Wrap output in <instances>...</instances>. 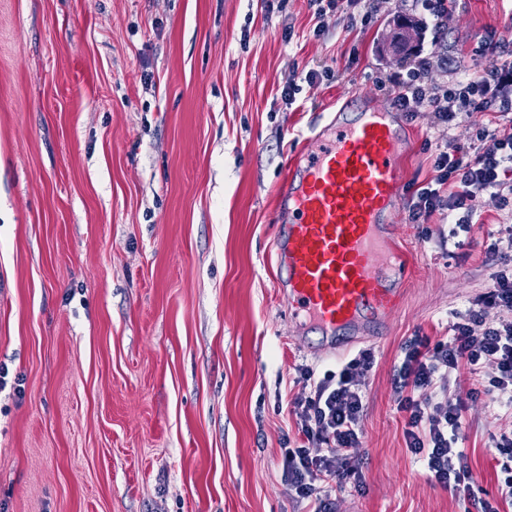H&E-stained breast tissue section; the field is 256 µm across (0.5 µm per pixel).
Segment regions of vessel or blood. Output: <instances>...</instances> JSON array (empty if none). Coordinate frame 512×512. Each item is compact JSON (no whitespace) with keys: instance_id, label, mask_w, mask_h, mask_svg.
Masks as SVG:
<instances>
[{"instance_id":"b4317fda","label":"vessel or blood","mask_w":512,"mask_h":512,"mask_svg":"<svg viewBox=\"0 0 512 512\" xmlns=\"http://www.w3.org/2000/svg\"><path fill=\"white\" fill-rule=\"evenodd\" d=\"M330 136L291 160L278 188L288 214L276 263L296 317L336 354L358 333L385 326L405 263L389 246L385 218L400 197L401 155L388 112L338 111Z\"/></svg>"}]
</instances>
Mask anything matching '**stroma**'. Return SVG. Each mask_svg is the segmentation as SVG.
Here are the masks:
<instances>
[{"mask_svg":"<svg viewBox=\"0 0 512 512\" xmlns=\"http://www.w3.org/2000/svg\"><path fill=\"white\" fill-rule=\"evenodd\" d=\"M375 5L370 27L331 16L317 37L310 0H0V512H309L281 469L301 443L295 368L320 379L363 353L362 475L334 483L336 512H461L411 454L393 378L407 345L446 338L485 291L512 209L484 198L454 238L444 215L414 224L397 202L406 274L380 343L310 355L318 335L276 285L289 158L352 91L390 108L375 78L413 62L383 46L421 5ZM491 31L512 44V0H462L427 26L453 61H432L430 82L477 70L471 49ZM306 67L336 76L285 104ZM392 119L408 185L433 176L425 139L473 133L466 119L439 132L428 112ZM474 388L465 372L451 383L467 401L469 492L512 512L494 444L512 413Z\"/></svg>","mask_w":512,"mask_h":512,"instance_id":"1","label":"stroma"}]
</instances>
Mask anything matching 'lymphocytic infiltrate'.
<instances>
[{
  "label": "lymphocytic infiltrate",
  "mask_w": 512,
  "mask_h": 512,
  "mask_svg": "<svg viewBox=\"0 0 512 512\" xmlns=\"http://www.w3.org/2000/svg\"><path fill=\"white\" fill-rule=\"evenodd\" d=\"M479 70L439 87L428 81L430 60L416 57L406 74L377 78L402 112H430L436 127L447 129L470 119L469 143H424L432 154L431 180L409 187V217L424 224L442 214L469 231L485 197L512 207V50L495 34L472 49ZM481 301L506 312V319L484 323L476 308L455 313L449 340L413 343L404 352L394 378L397 408L405 412L406 443L424 462L429 481L461 494L463 512H498L489 501L465 495V453L458 448L466 402L451 391L460 370L480 376L484 364L496 368L482 382L484 394L500 407H512V266L496 271ZM363 360L351 359L339 372L315 379L309 367H297L302 391L288 403L297 418L300 446L288 449L282 475L291 495L311 500L314 512H335L321 485L358 472L351 449L361 447L366 386L358 378Z\"/></svg>",
  "instance_id": "1"
}]
</instances>
